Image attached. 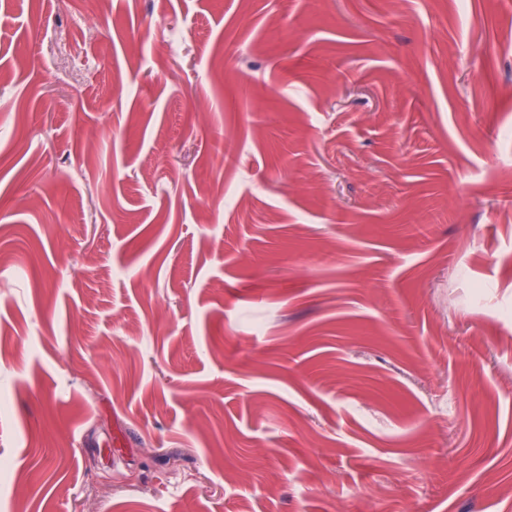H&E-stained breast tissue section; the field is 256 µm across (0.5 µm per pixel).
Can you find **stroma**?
<instances>
[{
	"instance_id": "35a3bbf8",
	"label": "stroma",
	"mask_w": 512,
	"mask_h": 512,
	"mask_svg": "<svg viewBox=\"0 0 512 512\" xmlns=\"http://www.w3.org/2000/svg\"><path fill=\"white\" fill-rule=\"evenodd\" d=\"M0 0V512H512V0Z\"/></svg>"
}]
</instances>
